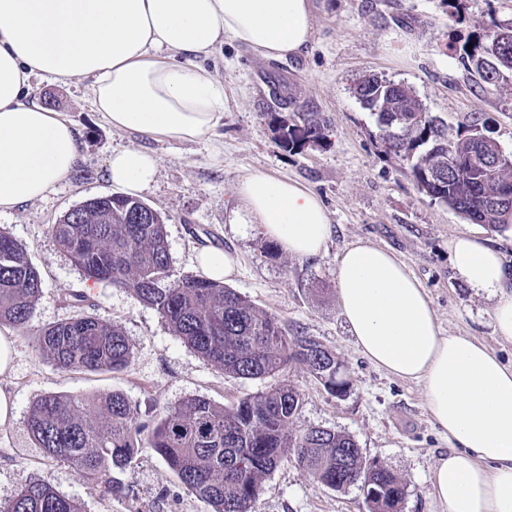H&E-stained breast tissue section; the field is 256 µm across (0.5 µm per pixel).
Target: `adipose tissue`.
I'll use <instances>...</instances> for the list:
<instances>
[{
    "label": "adipose tissue",
    "instance_id": "adipose-tissue-1",
    "mask_svg": "<svg viewBox=\"0 0 512 512\" xmlns=\"http://www.w3.org/2000/svg\"><path fill=\"white\" fill-rule=\"evenodd\" d=\"M312 35L311 0H0V213L44 198L79 159L77 126L38 102L33 79L87 80L112 129L190 143L214 138L224 120V85L206 66L224 40L281 59ZM157 175L146 149H117L106 162V179L132 196ZM236 197L248 223L288 255L326 251L328 213L297 183L251 173ZM449 250L463 281L493 295L494 330L512 341V270L501 254L471 236ZM336 295L360 353L421 385L453 444L432 473L442 512H512V364L471 337L444 334L426 289L389 250L348 244Z\"/></svg>",
    "mask_w": 512,
    "mask_h": 512
}]
</instances>
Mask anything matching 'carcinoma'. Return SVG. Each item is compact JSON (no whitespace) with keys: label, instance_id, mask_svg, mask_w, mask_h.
Returning a JSON list of instances; mask_svg holds the SVG:
<instances>
[{"label":"carcinoma","instance_id":"obj_1","mask_svg":"<svg viewBox=\"0 0 512 512\" xmlns=\"http://www.w3.org/2000/svg\"><path fill=\"white\" fill-rule=\"evenodd\" d=\"M462 59L481 83L500 86L512 76V26L490 19L477 24ZM355 93L374 113L384 152L406 164L417 188L475 224L494 231L512 228V162L500 146L478 138L477 125L448 138L443 123L427 111L412 87L371 75ZM320 114L297 112L281 121L279 143L293 149L326 138ZM508 193L506 202L494 200ZM146 203L125 195L88 199L63 214L50 231L57 248L90 278L133 292L156 311L182 342L202 359L242 379L279 375L292 362L333 395L348 382L336 374V354L311 336H292L278 317L256 307L224 282L201 275L177 276L171 267L166 218H143ZM41 278L26 247L0 229V324L28 331L41 292ZM38 353L65 371L116 372L133 348L123 331L91 314L42 329ZM302 408L300 393L287 383L270 386L226 409L191 397L141 418L140 405L123 393L92 397L48 394L29 406L27 428L35 446L69 463L77 475L112 496L131 491L115 476L149 448L184 488L210 512H256L266 479L286 459L294 460L327 487L375 488L403 502L404 480L386 466L372 467L355 438L321 427L301 432L292 425ZM0 512H87L84 504L31 478Z\"/></svg>","mask_w":512,"mask_h":512}]
</instances>
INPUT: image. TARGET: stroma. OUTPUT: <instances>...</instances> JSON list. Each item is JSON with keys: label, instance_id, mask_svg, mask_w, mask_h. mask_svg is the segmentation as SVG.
I'll list each match as a JSON object with an SVG mask.
<instances>
[{"label": "stroma", "instance_id": "stroma-1", "mask_svg": "<svg viewBox=\"0 0 512 512\" xmlns=\"http://www.w3.org/2000/svg\"><path fill=\"white\" fill-rule=\"evenodd\" d=\"M315 28L309 45L284 59H268L225 40L209 62L224 83V124L216 138L181 143L112 130L95 112L84 83H33L35 97L64 113L81 132L77 167L45 198L0 214V228L25 245L40 272L41 293L27 333L14 332L11 371L0 376L16 418L0 426V500L27 479L37 478L79 499L87 512H209L151 449H141L121 479L131 501L83 481L61 460L44 457L27 430L30 404L49 393L93 396L117 391L141 404L164 408L194 396L233 406L271 385V378L226 376L205 362L132 292L98 283L89 293L90 312L119 326L133 346L128 367L118 372L62 371L35 348V329L78 314L69 296L85 289L83 271L59 252L51 224L83 201L113 194L105 177L112 151L138 146L159 159L158 176L143 193L145 203L167 217L166 231L175 274L197 271L198 249L233 254L235 271L226 286L279 317L290 333L319 339L343 361L346 395L328 393L299 362L282 378L302 397L294 429L323 427L353 436L363 454L387 465L407 484L401 512H441L431 472L450 444L435 426L420 385L372 366L359 352L336 301V262L358 239L393 251L405 260L433 303L444 333L470 336L512 364V342L496 336L493 300L469 288L454 272L449 242L477 236L489 242L512 268V229L491 230L465 220L420 192L403 163L386 156L374 116L352 88L375 73L412 87L428 112L445 124L449 137L476 124L512 152V84H478L461 58L475 25L512 21V0H462L450 14L441 0H311ZM284 86L288 105L276 109L274 83ZM291 119L313 111L327 120L326 139L316 146H279L268 112ZM259 172L299 184L323 202L333 226L326 252L299 259L278 248L260 225L239 223L234 210L240 179ZM257 512H368L357 488L332 490L292 460L267 480Z\"/></svg>", "mask_w": 512, "mask_h": 512}]
</instances>
